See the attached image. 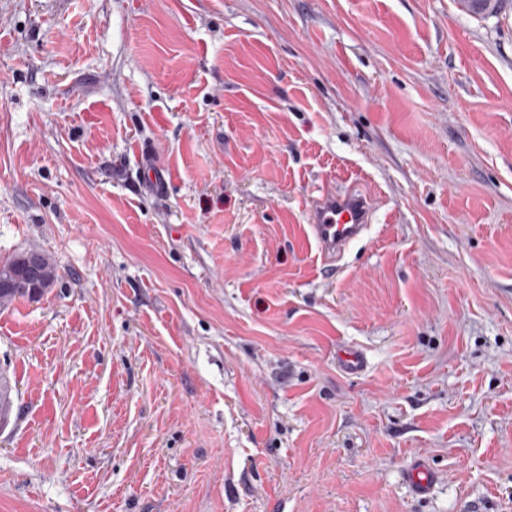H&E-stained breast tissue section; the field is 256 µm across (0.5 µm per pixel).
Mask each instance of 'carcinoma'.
Instances as JSON below:
<instances>
[{"mask_svg":"<svg viewBox=\"0 0 512 512\" xmlns=\"http://www.w3.org/2000/svg\"><path fill=\"white\" fill-rule=\"evenodd\" d=\"M465 9L473 16L486 18L512 10V0H461ZM35 262L38 271L40 294H45L58 278L57 265L45 252L29 249L5 261H0V307L17 299H29V285L17 282V278L26 273L29 262ZM12 388L7 377L0 375V421L10 418L13 400Z\"/></svg>","mask_w":512,"mask_h":512,"instance_id":"cac0c4a2","label":"carcinoma"}]
</instances>
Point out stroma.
<instances>
[{
	"label": "stroma",
	"instance_id": "35a3bbf8",
	"mask_svg": "<svg viewBox=\"0 0 512 512\" xmlns=\"http://www.w3.org/2000/svg\"><path fill=\"white\" fill-rule=\"evenodd\" d=\"M327 188L377 204L333 270ZM31 248L0 512H512V12L0 0V260ZM139 161L144 184L156 194L164 193L168 188V181L156 165L151 150L143 149ZM339 368L347 374H358L363 371L366 359L362 351L349 347L337 352Z\"/></svg>",
	"mask_w": 512,
	"mask_h": 512
}]
</instances>
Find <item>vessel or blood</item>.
<instances>
[{"mask_svg":"<svg viewBox=\"0 0 512 512\" xmlns=\"http://www.w3.org/2000/svg\"><path fill=\"white\" fill-rule=\"evenodd\" d=\"M140 168L149 189L158 194L167 190L168 182L151 150H142ZM374 213L373 198L353 188L326 190L312 198L310 236L327 266H336L349 245L364 236ZM337 363L343 372L357 374L363 371L366 359L362 351L350 347L338 351Z\"/></svg>","mask_w":512,"mask_h":512,"instance_id":"vessel-or-blood-1","label":"vessel or blood"}]
</instances>
